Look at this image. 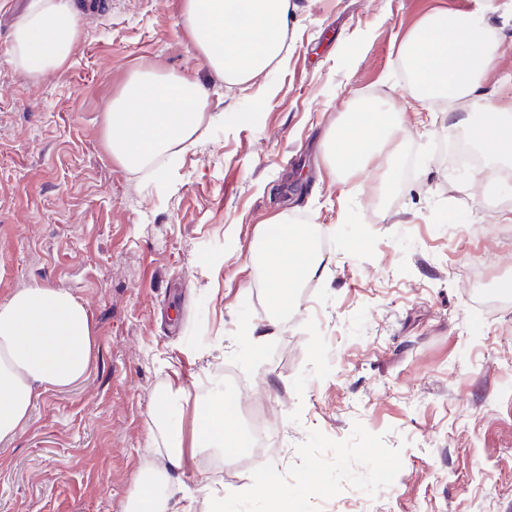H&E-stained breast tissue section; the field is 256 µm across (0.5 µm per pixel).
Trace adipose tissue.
<instances>
[{
    "label": "adipose tissue",
    "mask_w": 512,
    "mask_h": 512,
    "mask_svg": "<svg viewBox=\"0 0 512 512\" xmlns=\"http://www.w3.org/2000/svg\"><path fill=\"white\" fill-rule=\"evenodd\" d=\"M184 0L183 22L207 66L225 85L246 91L274 68L288 51L292 0ZM79 39L73 0H30L11 33L14 65L32 79L65 66ZM497 45L489 38L483 9L427 15L400 47L412 67L418 92L425 99L449 105L468 101L471 113L454 115L458 133L489 157L512 160V104L487 94L483 79L491 68ZM208 98L196 79L135 72L112 102L107 114V147L125 168L138 170L155 159L176 153L201 129ZM403 112H375L372 105L348 113L326 143L331 167L349 176L364 170L380 153L385 135L401 131ZM256 257L272 256L271 294L287 310L284 283L314 276L321 264L308 228L283 225L276 238L260 237ZM95 351L89 312L83 301L64 288L38 284L16 290L0 302V442L14 438L29 419L37 388L62 390L88 373ZM177 392L166 391L155 402L151 444L161 445L168 468L183 465L186 448H220L233 455L245 439L233 428L231 400L201 405L196 410L190 441L170 418ZM168 469L147 464L133 478L125 512H168L174 495Z\"/></svg>",
    "instance_id": "adipose-tissue-1"
}]
</instances>
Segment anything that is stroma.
I'll use <instances>...</instances> for the list:
<instances>
[{"label": "stroma", "instance_id": "stroma-1", "mask_svg": "<svg viewBox=\"0 0 512 512\" xmlns=\"http://www.w3.org/2000/svg\"><path fill=\"white\" fill-rule=\"evenodd\" d=\"M65 67L32 80L10 54L27 0H0V302L29 284L66 288L97 342L86 377L36 397L0 443V512H124L144 463L154 399L182 389L172 421L235 368V405L261 403L279 452L252 447L223 474L186 456L171 471L195 512H272L251 490L274 470L315 512H512V180L458 165L447 106L419 100L398 53L429 13L474 0H293L288 57L230 90L186 29L183 0H74ZM497 43L483 87L512 101V0H490ZM143 67L209 90L200 141L132 172L106 146V116ZM371 102L405 105L396 170L339 178L325 134ZM480 183H473L472 175ZM311 226L323 269L274 305L253 258L274 216ZM387 481H380V472ZM224 492L216 503L199 476Z\"/></svg>", "mask_w": 512, "mask_h": 512}]
</instances>
